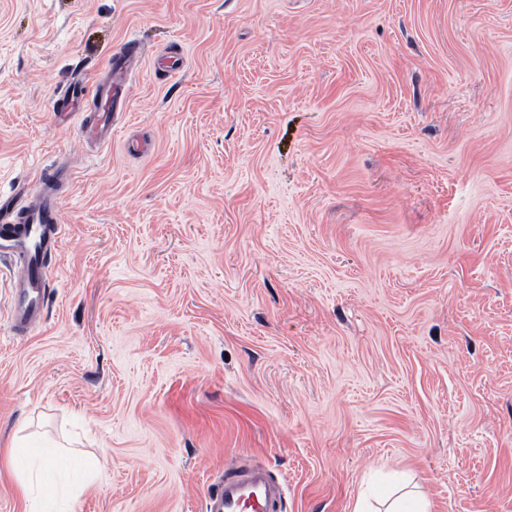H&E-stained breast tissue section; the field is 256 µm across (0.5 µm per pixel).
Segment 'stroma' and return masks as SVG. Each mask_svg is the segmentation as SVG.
Masks as SVG:
<instances>
[{"mask_svg":"<svg viewBox=\"0 0 512 512\" xmlns=\"http://www.w3.org/2000/svg\"><path fill=\"white\" fill-rule=\"evenodd\" d=\"M129 40L82 146L60 97ZM48 166L27 331L0 261V450L67 445L75 512H205L244 464L283 512L397 479L512 512V0H0V196ZM137 47L133 42L125 44L119 55V62L113 67L112 81L95 83L93 88L94 98L100 104L98 112L92 115H84L77 110L79 101L83 98L81 89L79 93L72 91L70 102L59 112L62 120L70 117L83 116L80 121L81 138L83 145L95 143L100 146L112 140V128L117 111L122 107L129 95L128 73L133 60L137 57Z\"/></svg>","mask_w":512,"mask_h":512,"instance_id":"1","label":"stroma"}]
</instances>
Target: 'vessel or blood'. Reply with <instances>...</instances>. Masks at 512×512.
<instances>
[{"label": "vessel or blood", "mask_w": 512, "mask_h": 512, "mask_svg": "<svg viewBox=\"0 0 512 512\" xmlns=\"http://www.w3.org/2000/svg\"><path fill=\"white\" fill-rule=\"evenodd\" d=\"M137 47L127 43L113 67L111 81L93 88L99 104L98 112L79 116V93H72L61 119L79 117L83 144L102 145L112 139L117 111L129 95L128 73L137 57ZM40 202L15 210L0 201V259L19 257L23 260L13 275L14 307L11 322L16 327L35 326L43 310L46 257L56 249L62 235L61 212L53 187L54 170L42 169L39 176ZM284 494L281 483L265 467H238L225 472L223 479L208 494L206 512H281Z\"/></svg>", "instance_id": "obj_1"}]
</instances>
